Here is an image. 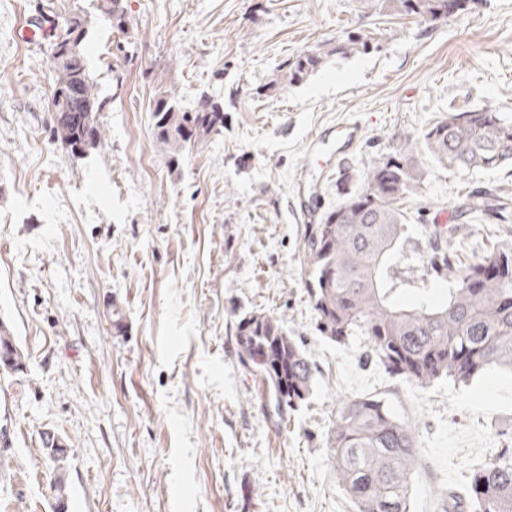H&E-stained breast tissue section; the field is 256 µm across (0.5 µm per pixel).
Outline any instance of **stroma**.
Returning a JSON list of instances; mask_svg holds the SVG:
<instances>
[{
    "instance_id": "stroma-1",
    "label": "stroma",
    "mask_w": 512,
    "mask_h": 512,
    "mask_svg": "<svg viewBox=\"0 0 512 512\" xmlns=\"http://www.w3.org/2000/svg\"><path fill=\"white\" fill-rule=\"evenodd\" d=\"M44 0H0V318L27 356L0 374V512H54L42 437L70 445L68 512H352L329 435L339 399L376 394L418 430L425 467L412 512H436L473 466L512 446V372L421 389L366 343L316 329L300 276V185L322 210L401 139L449 111L512 115V0L435 19L383 0H125L127 35L93 20L84 44L104 89V141L80 155L51 136L54 64L21 28ZM348 31L367 50L285 83L288 59ZM224 106L221 135L170 167L155 94ZM355 123L344 159L314 165L310 140ZM411 240L461 225L466 250L512 242V221H463L474 191L512 195V168L466 176L424 163ZM125 311L112 328L111 304ZM279 316L316 364L298 410L274 414L236 354L244 312Z\"/></svg>"
}]
</instances>
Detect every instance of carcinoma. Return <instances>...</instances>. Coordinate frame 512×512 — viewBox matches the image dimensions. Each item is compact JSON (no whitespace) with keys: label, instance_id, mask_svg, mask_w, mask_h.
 <instances>
[{"label":"carcinoma","instance_id":"1","mask_svg":"<svg viewBox=\"0 0 512 512\" xmlns=\"http://www.w3.org/2000/svg\"><path fill=\"white\" fill-rule=\"evenodd\" d=\"M88 12L77 0H47L40 29L48 53L69 45L55 62L51 95L63 112H88L93 118L86 138L95 148L103 134L95 121L106 105L96 76L82 49L91 16L126 31L122 0H91ZM398 13L437 18L464 12L471 0H389ZM368 39L352 32L324 50H307L287 64L286 82L306 80L332 55L363 51ZM156 141L170 159L189 140L221 135L224 107L209 99L186 110L162 92L153 110ZM419 144L439 167L454 173L512 167V117L473 109L451 111L426 130ZM415 147L404 140L366 175L361 187L342 196L320 224L303 227L301 276L321 337L344 344L353 337L368 342L389 375L422 389L442 380L464 385L491 367L512 369V243L475 252L462 263L456 250L438 245L422 251L411 244L404 203L418 193L424 171ZM461 210L473 222L489 216L503 220L509 203L479 192L469 193ZM421 264L418 300L405 305L401 264ZM448 283V295L435 303L427 297L432 281ZM239 361L263 382L268 405L293 410L313 391L316 367L282 319L250 311L235 326ZM26 357L10 323L0 322V371L18 373ZM329 445L336 478L354 512H411L412 483L423 458L416 430L397 418L383 398L363 394L340 402ZM43 446L56 463V501L68 500L65 462L67 442L49 432ZM451 508L464 503L472 512H512V448L472 469L461 492H442Z\"/></svg>","mask_w":512,"mask_h":512}]
</instances>
